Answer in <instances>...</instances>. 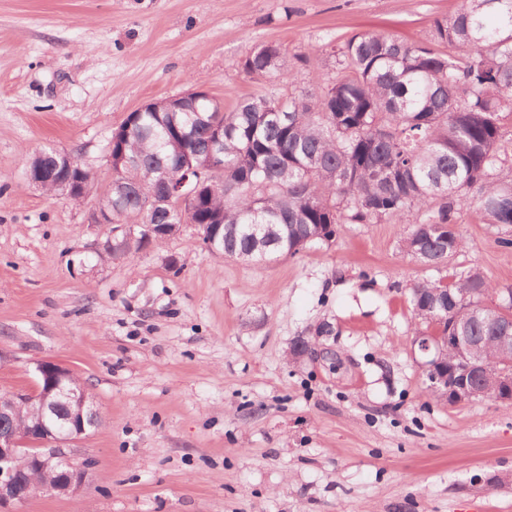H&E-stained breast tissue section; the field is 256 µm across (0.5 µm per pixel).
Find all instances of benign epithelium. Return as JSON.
<instances>
[{"label":"benign epithelium","instance_id":"obj_1","mask_svg":"<svg viewBox=\"0 0 512 512\" xmlns=\"http://www.w3.org/2000/svg\"><path fill=\"white\" fill-rule=\"evenodd\" d=\"M58 158L57 164L67 167L71 177L57 180L55 172L39 166L26 170L28 180L42 190L52 185L71 198L86 200L88 193L82 165L67 152L58 153ZM481 306L503 317L496 323L500 333L497 337L499 370L493 388L477 386V379L482 377L486 365L480 344L467 336L465 325L450 323L446 335L431 328L419 333L415 343L420 351L429 355L424 362L425 374L435 391L448 398V403L493 398L511 405L512 291L508 289L494 300L485 294ZM36 372L40 379L36 392H7L0 396V418L15 416L23 406L36 408L40 413L38 421L28 427L6 434L0 432V512H14V505L38 495L75 497L85 486L90 463L74 461L72 443L87 434L85 417L97 413V408L87 389L66 390L63 381L74 377L69 368L43 361L37 364ZM62 401L69 404L70 414L65 423L57 427L49 413ZM20 458L26 459L33 470L52 473V484L37 488L30 479L22 477L17 466Z\"/></svg>","mask_w":512,"mask_h":512}]
</instances>
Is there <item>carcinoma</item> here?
<instances>
[{
  "label": "carcinoma",
  "mask_w": 512,
  "mask_h": 512,
  "mask_svg": "<svg viewBox=\"0 0 512 512\" xmlns=\"http://www.w3.org/2000/svg\"><path fill=\"white\" fill-rule=\"evenodd\" d=\"M432 29L453 52L385 34L351 37L342 68L318 93L294 85L281 49L260 45L242 71L277 79L267 91L227 111L210 95L184 93L129 113L114 130L112 181L100 187L92 176L87 186L134 237L105 240L100 258L130 257L176 235L185 218L213 231L220 254L246 263L330 242L341 224L394 220L412 225L402 250L438 271L463 247L454 222L462 195H472L482 223L512 226V181L494 176L501 113L512 112V0H463ZM213 152L224 168L190 211L164 202V181L196 184ZM442 287L439 279L411 287L415 316L446 329L470 306L469 334L491 341L496 329L479 296L445 310ZM451 287L493 290L478 267Z\"/></svg>",
  "instance_id": "cac0c4a2"
}]
</instances>
